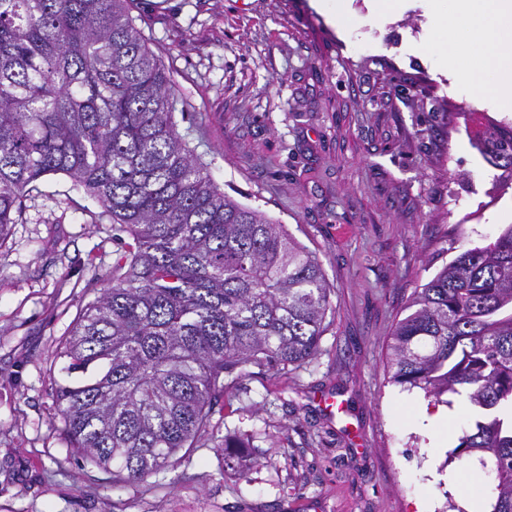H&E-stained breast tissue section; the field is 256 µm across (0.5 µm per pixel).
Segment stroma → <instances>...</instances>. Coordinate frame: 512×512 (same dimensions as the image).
Here are the masks:
<instances>
[{
  "label": "stroma",
  "instance_id": "1",
  "mask_svg": "<svg viewBox=\"0 0 512 512\" xmlns=\"http://www.w3.org/2000/svg\"><path fill=\"white\" fill-rule=\"evenodd\" d=\"M335 2L342 30L310 0L130 4L194 156L320 263L335 310L320 355L229 382L188 461L113 484L69 448L56 390L63 343L130 237L68 176H43L0 246V512H467L448 455L479 411L435 448L415 415L437 403L391 383L388 344L415 291L512 224V191L463 130L512 110L407 52L421 11L380 26L365 0ZM228 435L249 441L234 466Z\"/></svg>",
  "mask_w": 512,
  "mask_h": 512
}]
</instances>
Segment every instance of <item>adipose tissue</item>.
<instances>
[{
	"label": "adipose tissue",
	"instance_id": "adipose-tissue-1",
	"mask_svg": "<svg viewBox=\"0 0 512 512\" xmlns=\"http://www.w3.org/2000/svg\"><path fill=\"white\" fill-rule=\"evenodd\" d=\"M432 27L449 33L437 46L441 73H462L459 62L473 53L467 85L491 93L499 106L512 107V0H421Z\"/></svg>",
	"mask_w": 512,
	"mask_h": 512
}]
</instances>
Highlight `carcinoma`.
Segmentation results:
<instances>
[{"mask_svg": "<svg viewBox=\"0 0 512 512\" xmlns=\"http://www.w3.org/2000/svg\"><path fill=\"white\" fill-rule=\"evenodd\" d=\"M481 156L512 182V126ZM68 176L129 233L112 286L82 310L57 390L73 451L135 483L208 434L224 381L315 360L334 313L322 268L215 183L176 129L171 82L128 0H0V245L20 199ZM389 344L393 383L457 387L486 420L458 454L495 474L512 512V225L416 292Z\"/></svg>", "mask_w": 512, "mask_h": 512, "instance_id": "1", "label": "carcinoma"}]
</instances>
